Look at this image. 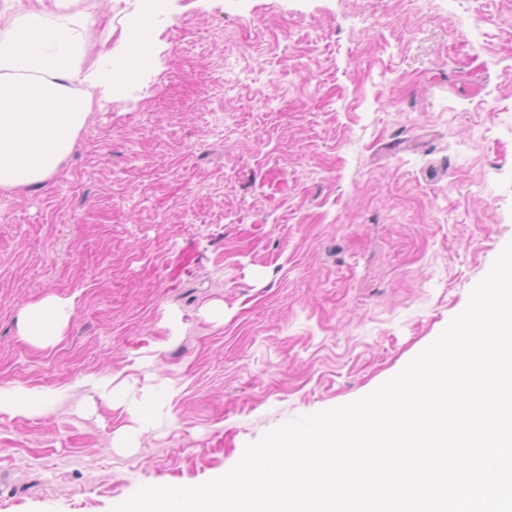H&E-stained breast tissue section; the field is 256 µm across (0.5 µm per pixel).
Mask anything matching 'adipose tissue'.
Here are the masks:
<instances>
[{
    "label": "adipose tissue",
    "instance_id": "1",
    "mask_svg": "<svg viewBox=\"0 0 512 512\" xmlns=\"http://www.w3.org/2000/svg\"><path fill=\"white\" fill-rule=\"evenodd\" d=\"M111 56L70 23L49 20L44 10L0 11L1 188L35 186L56 172L87 121L92 97L111 100L123 82L122 72L104 67ZM72 315L70 301L46 297L24 309L21 334L38 347L55 344ZM96 388L131 416V425L116 435V446L138 447L159 392L131 401L111 380L98 382ZM53 409L54 401L46 395L0 391L2 414L41 417Z\"/></svg>",
    "mask_w": 512,
    "mask_h": 512
}]
</instances>
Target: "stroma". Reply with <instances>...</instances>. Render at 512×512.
<instances>
[{
	"label": "stroma",
	"mask_w": 512,
	"mask_h": 512,
	"mask_svg": "<svg viewBox=\"0 0 512 512\" xmlns=\"http://www.w3.org/2000/svg\"><path fill=\"white\" fill-rule=\"evenodd\" d=\"M71 21L151 62L50 178L0 188V390L58 398L0 414V512L225 474L399 373L512 241V0H79ZM48 295L74 313L37 347L20 316ZM108 375L166 392L141 447L113 443Z\"/></svg>",
	"instance_id": "35a3bbf8"
}]
</instances>
